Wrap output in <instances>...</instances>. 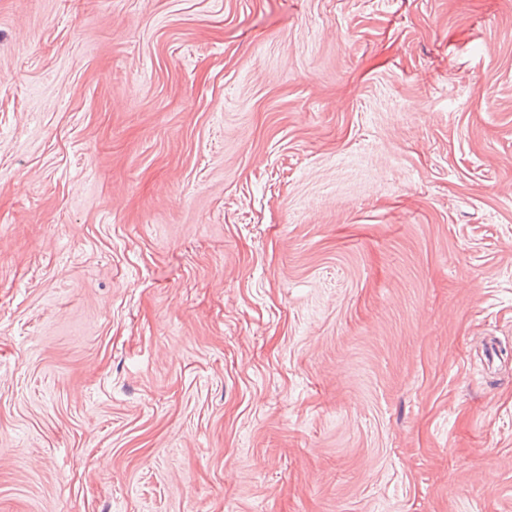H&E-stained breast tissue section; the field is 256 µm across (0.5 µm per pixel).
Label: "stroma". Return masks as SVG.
Returning a JSON list of instances; mask_svg holds the SVG:
<instances>
[{
	"mask_svg": "<svg viewBox=\"0 0 512 512\" xmlns=\"http://www.w3.org/2000/svg\"><path fill=\"white\" fill-rule=\"evenodd\" d=\"M0 512H512V0H0Z\"/></svg>",
	"mask_w": 512,
	"mask_h": 512,
	"instance_id": "1",
	"label": "stroma"
}]
</instances>
